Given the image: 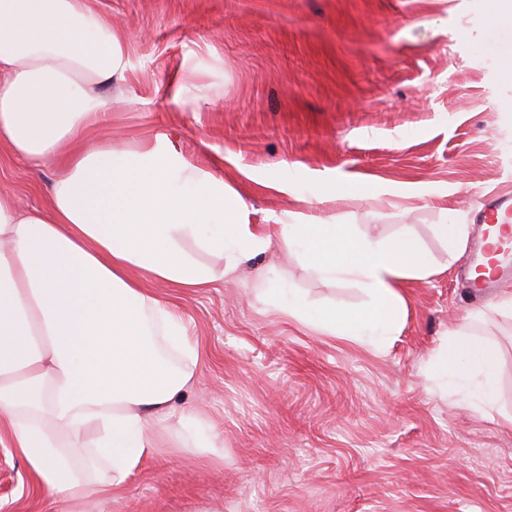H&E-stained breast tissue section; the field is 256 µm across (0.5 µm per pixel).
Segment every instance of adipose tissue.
Segmentation results:
<instances>
[{"mask_svg": "<svg viewBox=\"0 0 512 512\" xmlns=\"http://www.w3.org/2000/svg\"><path fill=\"white\" fill-rule=\"evenodd\" d=\"M130 68L124 36L87 0H0V148L33 168L62 164L46 205L0 197V426L35 486L76 512L119 492L159 449L224 457L223 429L174 406L198 352L170 297L138 273L210 288L276 242L369 302L311 310L272 266L254 277L256 300L317 335L374 342L400 329L407 282L435 272L408 236L377 239L288 209L255 226L223 159L196 164L166 133L120 147L87 139L109 123ZM166 91L199 112L210 87L188 66ZM497 369L495 347L460 329L430 364L478 413L498 402Z\"/></svg>", "mask_w": 512, "mask_h": 512, "instance_id": "1", "label": "adipose tissue"}]
</instances>
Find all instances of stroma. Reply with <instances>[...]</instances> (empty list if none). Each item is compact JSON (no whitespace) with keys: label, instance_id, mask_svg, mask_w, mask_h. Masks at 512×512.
Listing matches in <instances>:
<instances>
[{"label":"stroma","instance_id":"obj_1","mask_svg":"<svg viewBox=\"0 0 512 512\" xmlns=\"http://www.w3.org/2000/svg\"><path fill=\"white\" fill-rule=\"evenodd\" d=\"M127 37L133 106L115 105L112 137L165 131L195 162L233 154L224 178L254 222L289 207L258 191L290 177L315 200L323 185L359 190L321 209L334 224L391 238L411 232L436 275L410 282L400 331L373 346L317 336L257 302L256 268L279 265L312 307L355 309L351 282L315 277L277 248L237 279L181 293L176 310L201 361L184 403L224 426V461L182 448L147 460L99 512H512V315L477 301L448 263L441 223L473 224L490 193L512 194V29L484 0H88ZM192 62L210 87L200 112L164 91ZM55 164L31 169L0 149V192L44 204ZM400 194L397 210L372 190ZM499 352L495 409L468 410L426 366L451 329ZM33 486L0 442V512H71Z\"/></svg>","mask_w":512,"mask_h":512}]
</instances>
